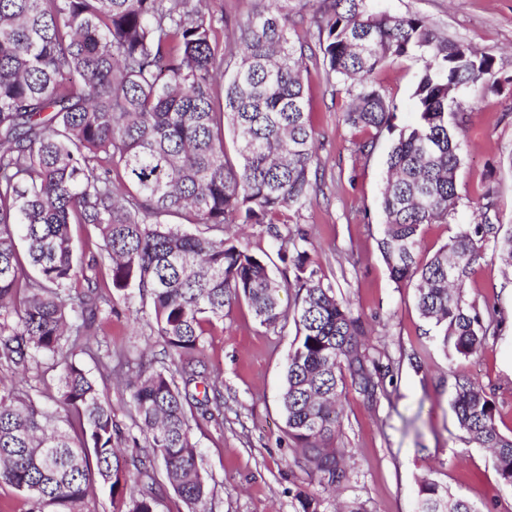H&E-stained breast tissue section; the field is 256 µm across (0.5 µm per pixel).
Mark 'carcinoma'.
Wrapping results in <instances>:
<instances>
[{
  "instance_id": "obj_1",
  "label": "carcinoma",
  "mask_w": 512,
  "mask_h": 512,
  "mask_svg": "<svg viewBox=\"0 0 512 512\" xmlns=\"http://www.w3.org/2000/svg\"><path fill=\"white\" fill-rule=\"evenodd\" d=\"M257 2L224 44L207 0H0V367L23 375L40 356L54 360L65 411L61 420L22 394L21 380L0 381V485L24 496L25 512H87L97 485L113 512H161L159 461L189 512H206L211 490L191 422L212 421L221 393L197 351L242 301L262 326L287 320L284 288L293 292L296 329L281 396L286 433L319 483L347 478L330 442L346 385L367 394L377 387L361 351L364 321L311 265L305 231L295 241L273 233L293 275L282 281L269 256L224 237L230 217L288 223L319 174L307 42L288 0ZM315 24L327 74L349 85L344 122L391 139L378 241L390 277L413 285L441 348L470 357L503 320L467 302L463 288L490 240L512 271V225L492 222L487 193L481 221L461 226L425 263L417 249L424 226L455 214L461 93L502 85L494 59L418 15L375 11L368 0H331ZM400 59L422 64L412 92L418 119L401 129L397 102L376 82ZM72 224L97 238L87 261L75 251ZM197 224L208 233L191 231ZM104 264L114 297L101 293ZM116 297L150 303L169 358L160 368L103 364L130 392L131 428L80 360ZM452 407L459 429L492 450L512 488V436L499 431L493 399L462 379ZM420 495L419 512H477L434 481H423Z\"/></svg>"
}]
</instances>
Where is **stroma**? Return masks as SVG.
Returning <instances> with one entry per match:
<instances>
[{"instance_id":"obj_1","label":"stroma","mask_w":512,"mask_h":512,"mask_svg":"<svg viewBox=\"0 0 512 512\" xmlns=\"http://www.w3.org/2000/svg\"><path fill=\"white\" fill-rule=\"evenodd\" d=\"M393 13L425 18L449 38L494 57L509 84L478 95L461 138L457 173L459 203L454 221L425 227L418 251L429 260L461 225L478 222L486 187H494V212L512 225V0H376ZM417 65L408 60L379 72L381 89L396 97V123L412 124L411 98ZM317 133L319 180L309 201L288 213L289 226L307 232L311 260L368 328L365 349L378 365L384 387L374 397L347 387L337 407L341 427L335 445L345 452L347 479L327 486L312 478L285 433L281 392L293 323L260 326L247 304L235 306L205 336L209 379L222 385L224 421L193 428L201 472L212 493L209 512H297L298 493L319 498L322 512L358 501L368 512H416L420 483L432 479L449 495L464 496L477 512H512L505 487L487 449L469 443L451 408L458 379L482 387L494 400L496 423L512 435V334L487 336L469 358L448 356L438 329L424 319L413 286L394 282L378 249L379 209L391 140L381 135L371 154L358 150L365 133L343 121L351 97L327 75L321 56L304 73ZM467 302L491 306L512 319V272H503L494 243H487L463 290ZM133 299L105 324L113 354L161 365L166 357L148 315ZM420 365H411L410 354ZM59 370L43 359L25 385L42 407L58 411Z\"/></svg>"}]
</instances>
